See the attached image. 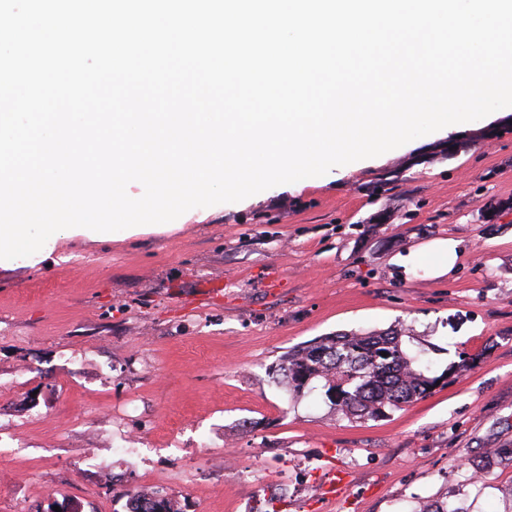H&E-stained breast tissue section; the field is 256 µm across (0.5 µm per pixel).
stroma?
Masks as SVG:
<instances>
[{"mask_svg": "<svg viewBox=\"0 0 512 512\" xmlns=\"http://www.w3.org/2000/svg\"><path fill=\"white\" fill-rule=\"evenodd\" d=\"M505 117L0 260V512H127L124 490L154 485L181 512H504L512 461L472 484L467 460L512 448V127L482 135ZM448 237L452 275L395 261ZM393 327L434 373L472 361L368 420L270 376L293 348ZM131 436L140 457L113 462Z\"/></svg>", "mask_w": 512, "mask_h": 512, "instance_id": "35a3bbf8", "label": "stroma"}]
</instances>
